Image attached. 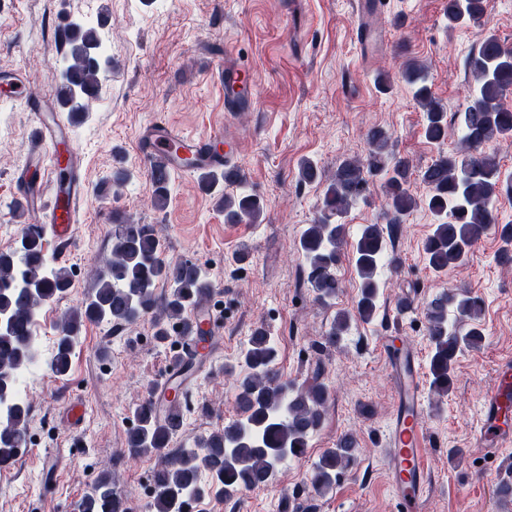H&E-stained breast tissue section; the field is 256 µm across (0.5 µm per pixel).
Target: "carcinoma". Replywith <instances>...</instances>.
Instances as JSON below:
<instances>
[{
    "label": "carcinoma",
    "instance_id": "carcinoma-1",
    "mask_svg": "<svg viewBox=\"0 0 512 512\" xmlns=\"http://www.w3.org/2000/svg\"><path fill=\"white\" fill-rule=\"evenodd\" d=\"M490 0H448V27L477 25L487 14ZM95 27L69 22L54 38V50L64 63L58 96L74 115L97 96L102 76L111 59L97 53ZM476 87L467 107L448 121V112L435 98L425 68L408 64L403 79L413 87L423 110L424 137L438 147L456 128L463 147L440 152L428 166L413 172L410 161L389 148L387 133L368 134L366 159L344 160L327 184L313 223L300 235L304 258L300 277L325 305L336 299L340 285L335 267L346 244V225L332 222L344 217L359 200L367 199L370 178L383 173L387 201L386 223L364 224L352 244L355 269L361 280L356 316L363 322L377 317L379 282L383 262L398 264L395 243L406 215L424 205L436 219L435 228L422 246L428 267L444 274L461 264L471 247L491 229L501 241L497 260L512 265V224L498 220L496 202L512 197V179L502 176L495 160L484 152L493 141L512 143V109L503 99L512 92V48L490 31L481 33L475 50L466 60ZM172 174L158 171L149 177L154 201L164 208L169 199ZM420 182L424 197L413 190ZM219 209L224 222L256 221L263 201L241 192L223 195ZM46 231L30 230L14 250L0 251V466L12 465L24 442L30 406L13 399L16 375L33 358V323L37 308L67 292L71 271L48 258L43 238ZM162 246L151 224L122 221L112 237V265L98 277L92 294L66 317L60 327L51 366L58 376L68 373L76 338L83 323L106 322L117 333L155 314V336L169 337L170 322L186 320L196 294L211 287L209 273L191 262L171 264L161 258ZM455 312V321L448 310ZM482 300L466 290H444L425 306L426 336L432 346L429 379L439 396L453 387V366L464 350L484 340ZM469 320L470 328L457 326ZM351 313L336 312L320 347H336L348 333ZM276 346L263 326L253 329L250 348L244 355L248 372L238 381L236 406L242 419L194 441L189 447L172 446L181 425H165L154 417L149 402L134 410L136 427L129 432L125 451L133 457L160 454L164 462L153 473L154 512H187L189 501L201 496L230 499L244 490L266 485L277 466L287 458L305 455L310 434L324 419L328 389L320 381L322 367L313 370L312 383L304 391L273 374ZM350 435L323 451L313 464L309 484L317 494L328 492L355 457ZM81 512H130L128 501L106 476L98 477L81 501Z\"/></svg>",
    "mask_w": 512,
    "mask_h": 512
}]
</instances>
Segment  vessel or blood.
<instances>
[{"label": "vessel or blood", "instance_id": "vessel-or-blood-1", "mask_svg": "<svg viewBox=\"0 0 512 512\" xmlns=\"http://www.w3.org/2000/svg\"><path fill=\"white\" fill-rule=\"evenodd\" d=\"M224 81V109L229 113L250 108L256 100L255 82L248 70L237 63L225 62L220 70ZM28 80L24 75L5 73L0 75V98L23 104L35 116L36 145L29 154L26 167L20 170L25 179L23 189L15 195L19 209L40 212V186L28 182L29 169L49 167L59 169L55 158L59 141H66L71 167L63 172L65 199L61 208L52 210V236L56 242L71 243L76 235L74 209L85 196L80 177L83 153L69 125L51 118L40 102L32 100L27 91ZM137 148L149 169L176 170L182 158L197 156L206 169L241 174L240 166L231 163L230 155L237 151V143L215 130L204 137H191L178 131L165 121H157L146 127ZM217 305L214 290H207L199 298L189 314L190 335L181 337L177 351L182 359L196 358L203 364H211L220 346L212 330L217 323ZM380 349L386 360L389 382L395 393V405L387 434V486L395 502V512H426L429 490V464L425 391L416 346L397 344L395 337L379 339ZM499 384L482 399L477 441L490 452L512 446V427L505 423L501 414L503 401L502 384L512 382V359L502 360L497 369Z\"/></svg>", "mask_w": 512, "mask_h": 512}]
</instances>
